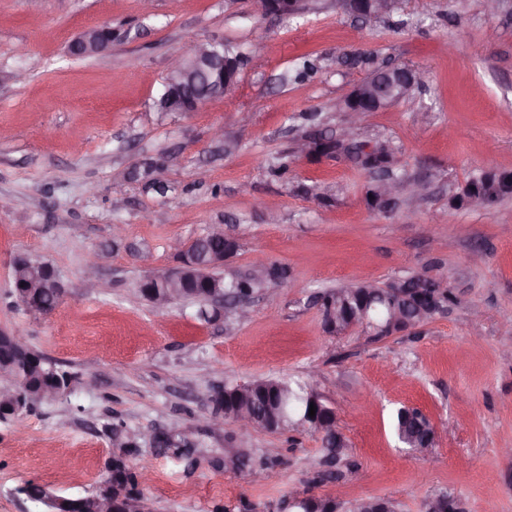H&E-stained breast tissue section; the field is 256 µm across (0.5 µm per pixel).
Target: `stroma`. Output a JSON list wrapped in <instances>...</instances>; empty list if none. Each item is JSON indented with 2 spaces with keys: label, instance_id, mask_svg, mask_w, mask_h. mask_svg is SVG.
I'll list each match as a JSON object with an SVG mask.
<instances>
[{
  "label": "stroma",
  "instance_id": "1",
  "mask_svg": "<svg viewBox=\"0 0 512 512\" xmlns=\"http://www.w3.org/2000/svg\"><path fill=\"white\" fill-rule=\"evenodd\" d=\"M94 27L111 28V49L73 56L71 42ZM208 40L244 49L237 86L196 112L160 111L171 58ZM305 54L320 68L299 80ZM387 66L425 75L361 124V139L394 149L390 210L368 206L372 172L342 156L274 173L302 138L335 135L354 85ZM144 161L167 195L133 178ZM504 171L512 0L492 15L485 0H402L370 21L340 0L290 17L254 0H153L147 11L140 0H0V328L74 377L67 394L0 421V512H42L17 492L28 482L86 495L118 455L146 473L155 512H276L308 495L348 507L380 496L420 512L442 491L464 512H512V196L483 211L452 205L475 176ZM226 222L239 239L227 268L261 256L288 269L248 320L203 318L191 299L159 309L140 294L142 280L179 266L172 241ZM19 256L55 267L66 292L52 313L12 295ZM419 269L459 304L381 339L325 330L319 293ZM309 375L351 445L326 480L310 466L324 454L312 431L243 438L232 422L204 425L215 385ZM403 406L433 424L427 453L398 442ZM116 425L137 447L114 446ZM167 428L196 442L195 466L154 448ZM228 448L251 449L265 478L231 471Z\"/></svg>",
  "mask_w": 512,
  "mask_h": 512
}]
</instances>
